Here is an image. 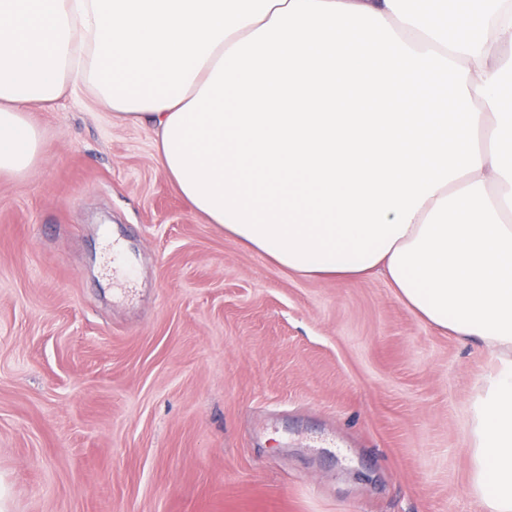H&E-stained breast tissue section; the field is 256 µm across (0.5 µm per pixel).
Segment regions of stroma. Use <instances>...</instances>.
Listing matches in <instances>:
<instances>
[{
  "label": "stroma",
  "mask_w": 512,
  "mask_h": 512,
  "mask_svg": "<svg viewBox=\"0 0 512 512\" xmlns=\"http://www.w3.org/2000/svg\"><path fill=\"white\" fill-rule=\"evenodd\" d=\"M0 176V512H480L479 341L192 210L91 86ZM121 243L109 275L104 238Z\"/></svg>",
  "instance_id": "stroma-1"
}]
</instances>
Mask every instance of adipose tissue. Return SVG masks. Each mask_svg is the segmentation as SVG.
<instances>
[{
  "label": "adipose tissue",
  "mask_w": 512,
  "mask_h": 512,
  "mask_svg": "<svg viewBox=\"0 0 512 512\" xmlns=\"http://www.w3.org/2000/svg\"><path fill=\"white\" fill-rule=\"evenodd\" d=\"M501 0H0V174L41 140L25 109L91 85L151 122L210 223L313 279L382 275L500 376L473 486L512 512V25Z\"/></svg>",
  "instance_id": "adipose-tissue-1"
}]
</instances>
